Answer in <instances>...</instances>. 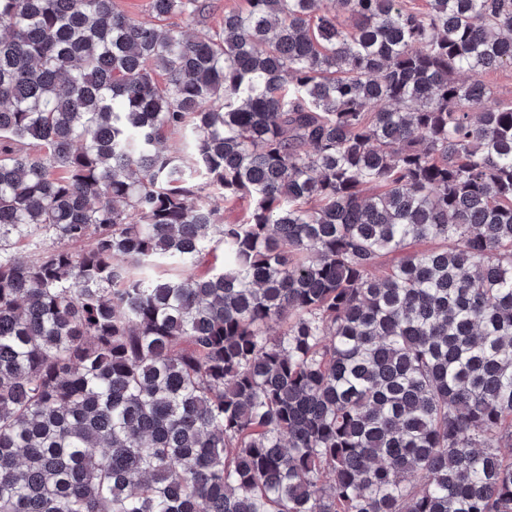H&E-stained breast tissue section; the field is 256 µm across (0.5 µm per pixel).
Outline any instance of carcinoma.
Returning <instances> with one entry per match:
<instances>
[{
  "mask_svg": "<svg viewBox=\"0 0 512 512\" xmlns=\"http://www.w3.org/2000/svg\"><path fill=\"white\" fill-rule=\"evenodd\" d=\"M320 2L0 0V512H512V0ZM245 0H206L209 4V10L200 23H194L190 28L194 31L206 32L208 30H217L224 20V12L242 9ZM483 80L493 90L497 99L512 100V68L503 67L484 75Z\"/></svg>",
  "mask_w": 512,
  "mask_h": 512,
  "instance_id": "1",
  "label": "carcinoma"
}]
</instances>
